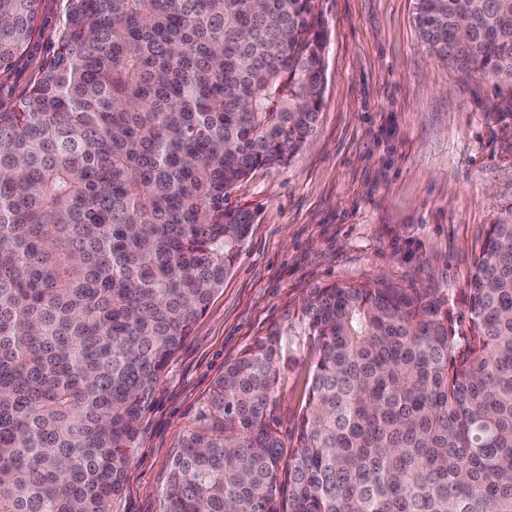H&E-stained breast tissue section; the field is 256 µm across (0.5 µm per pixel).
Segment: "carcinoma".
<instances>
[{"mask_svg": "<svg viewBox=\"0 0 512 512\" xmlns=\"http://www.w3.org/2000/svg\"><path fill=\"white\" fill-rule=\"evenodd\" d=\"M40 0H0V70ZM54 50L0 111V512H112L139 423L323 102L318 0H66ZM425 46L512 82V0H415ZM449 298L328 284L295 444L270 419L293 339L224 365L221 426L182 437L162 512H512V209Z\"/></svg>", "mask_w": 512, "mask_h": 512, "instance_id": "cac0c4a2", "label": "carcinoma"}]
</instances>
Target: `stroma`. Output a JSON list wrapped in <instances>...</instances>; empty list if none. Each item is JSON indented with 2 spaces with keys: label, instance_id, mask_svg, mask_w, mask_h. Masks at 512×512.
Instances as JSON below:
<instances>
[{
  "label": "stroma",
  "instance_id": "35a3bbf8",
  "mask_svg": "<svg viewBox=\"0 0 512 512\" xmlns=\"http://www.w3.org/2000/svg\"><path fill=\"white\" fill-rule=\"evenodd\" d=\"M65 0H41L40 35L0 72V111L28 91L53 47ZM327 37L323 105L290 163L256 170L231 207L256 219L224 287L164 370L112 512H160L178 444L212 429L225 362L287 329L312 288L383 281L436 288L454 314L490 224L512 207V127L495 119L512 88L458 73L432 54L414 0H319ZM311 358L294 349L271 416L292 448Z\"/></svg>",
  "mask_w": 512,
  "mask_h": 512
}]
</instances>
